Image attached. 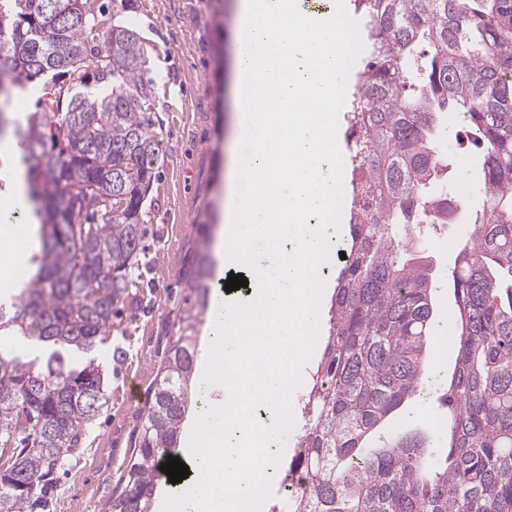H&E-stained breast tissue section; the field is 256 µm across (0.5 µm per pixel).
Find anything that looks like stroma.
I'll return each mask as SVG.
<instances>
[{"label":"stroma","instance_id":"35a3bbf8","mask_svg":"<svg viewBox=\"0 0 512 512\" xmlns=\"http://www.w3.org/2000/svg\"><path fill=\"white\" fill-rule=\"evenodd\" d=\"M101 6L91 38L102 42L115 25L132 23L144 47L141 80L146 105L166 147L160 176L144 203L136 316L112 330L121 363L106 367L108 405L86 443L58 474L46 512H103L127 465L146 396L187 293V259L199 227H213V250L224 249V195L232 135L235 0H94ZM471 227L461 221L430 229L426 254L437 282L434 316L439 335L455 338L448 267L455 244ZM139 383L129 401L128 380Z\"/></svg>","mask_w":512,"mask_h":512}]
</instances>
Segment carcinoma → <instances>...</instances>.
Wrapping results in <instances>:
<instances>
[{"instance_id":"cac0c4a2","label":"carcinoma","mask_w":512,"mask_h":512,"mask_svg":"<svg viewBox=\"0 0 512 512\" xmlns=\"http://www.w3.org/2000/svg\"><path fill=\"white\" fill-rule=\"evenodd\" d=\"M363 42L349 85L351 158L366 157L375 211L351 225L328 328L301 394L303 425L285 477L303 483L288 512H512V0H352ZM89 0H0L10 55L92 73L59 98L47 90L25 122L5 112L11 89L42 68L0 65V136L23 146L38 249L23 287L0 302V512H43L57 473L107 403L96 351L132 293L144 201L161 159L140 80L143 44L115 25L89 46ZM461 114L481 156L483 193H448L443 113ZM125 203L117 216L98 202ZM464 217L448 288L459 331L439 399L446 426L383 431L431 387L434 296L416 242L426 226ZM209 225H200L188 296L147 396L131 459L104 512H153L155 472L179 447L197 383V342L210 312ZM22 337L47 351L23 360Z\"/></svg>"}]
</instances>
